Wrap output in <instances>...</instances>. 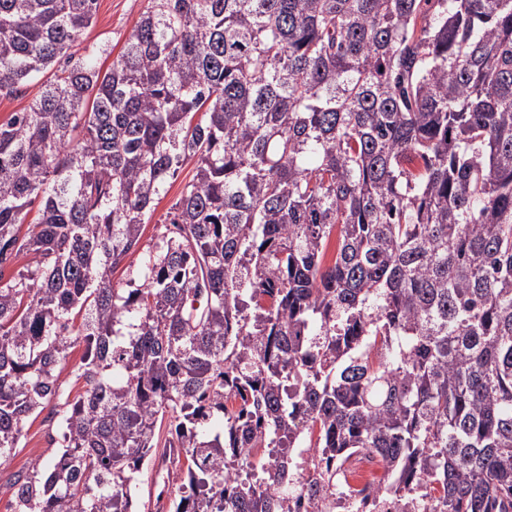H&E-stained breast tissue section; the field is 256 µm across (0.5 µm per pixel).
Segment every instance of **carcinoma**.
<instances>
[{
    "mask_svg": "<svg viewBox=\"0 0 512 512\" xmlns=\"http://www.w3.org/2000/svg\"><path fill=\"white\" fill-rule=\"evenodd\" d=\"M95 4L0 0V97L52 71L0 124V468L61 433L12 512H138L158 463L172 512H329L363 462L512 512V0H150L103 73ZM194 173L195 164L194 162H189L180 170L176 178L168 181L165 196L144 226L140 242V252L153 249L156 244L161 242V238L165 232V224L163 223L165 214L171 205L179 198L183 187L192 179ZM45 415L46 413H43L33 422L30 420L27 423L21 448L16 449L10 463L0 473V483L2 485L6 484L12 473L26 470L36 458L50 456L58 447V443L52 444L50 442V436H54L59 441V433L55 425L52 428L48 425V422H43Z\"/></svg>",
    "mask_w": 512,
    "mask_h": 512,
    "instance_id": "carcinoma-1",
    "label": "carcinoma"
}]
</instances>
